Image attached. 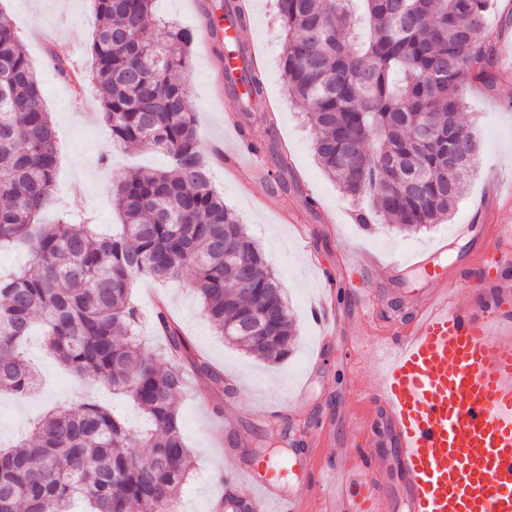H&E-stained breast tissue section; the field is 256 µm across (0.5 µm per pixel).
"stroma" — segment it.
Returning <instances> with one entry per match:
<instances>
[{
    "label": "stroma",
    "mask_w": 512,
    "mask_h": 512,
    "mask_svg": "<svg viewBox=\"0 0 512 512\" xmlns=\"http://www.w3.org/2000/svg\"><path fill=\"white\" fill-rule=\"evenodd\" d=\"M221 0H155L149 30L161 34L166 22L200 29L209 7ZM252 40L265 70L266 95L276 106L274 125L263 124L258 113L242 108L240 96L216 84L213 71L221 64V46L210 45L208 58L192 53L180 79L195 115L197 133L211 171V182L225 205L242 220L277 273L298 341L288 358L278 364L256 359L228 343L215 330L189 285L180 279L163 285L140 280L132 300L141 315L139 334L152 345L163 342L151 322L157 302H164L192 342L226 381V393L206 378L187 373V385L177 398L182 433L190 451L192 469L175 506L177 512H222L221 502L230 484L224 455L231 442L256 453L259 435L269 427L266 409L280 412L300 436L320 440L321 452L365 447V440L349 429L355 414L354 387L374 379V350L380 337L392 333L414 316L432 273L446 276L458 302L470 305L474 274L495 272L492 227L512 225V193L504 186L512 178V0H498L488 12L487 29L497 34L498 78L494 90L467 82L463 123L479 143L478 165L450 220L417 232H405L374 217L370 197L344 196L320 167L313 149V130L296 105L281 68L284 39L276 0H250ZM0 12L11 19L37 71L44 101L58 141L55 186L41 218L73 212L78 219L111 230L118 217L112 204L115 177L105 157L127 170L156 171L165 167L162 153L131 154L113 143L101 117L94 83L81 74L79 88L60 80L56 59L87 52L96 24L88 0H0ZM238 120L242 135L229 132ZM286 144L291 176L301 192H283L275 184L272 153L254 157L239 149L240 139ZM371 214L370 224L356 221L358 212ZM424 256L428 268L395 266L394 261ZM337 285L355 289L369 303L360 314L352 298L338 306L343 330L325 336L313 316L323 294L322 274ZM27 355L42 382L25 396L0 393V443L26 436L48 408L95 401L117 411L125 423L142 426L145 417L133 403L113 394L104 384L62 372L47 354L40 329H33Z\"/></svg>",
    "instance_id": "1"
}]
</instances>
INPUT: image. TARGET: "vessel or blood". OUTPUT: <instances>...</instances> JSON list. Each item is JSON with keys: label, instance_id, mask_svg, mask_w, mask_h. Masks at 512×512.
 <instances>
[{"label": "vessel or blood", "instance_id": "1", "mask_svg": "<svg viewBox=\"0 0 512 512\" xmlns=\"http://www.w3.org/2000/svg\"><path fill=\"white\" fill-rule=\"evenodd\" d=\"M507 280L474 281L479 317L447 288L431 289L413 319L379 344L376 378L354 395L353 429L369 447L330 456L303 448L285 462L226 452L242 512H267L272 502L281 512H385L387 466L372 449L383 428L408 512H512V329L498 313ZM301 467L318 478L284 494L288 473Z\"/></svg>", "mask_w": 512, "mask_h": 512}]
</instances>
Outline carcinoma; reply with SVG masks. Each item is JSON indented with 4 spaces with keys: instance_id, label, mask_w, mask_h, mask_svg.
<instances>
[{
    "instance_id": "obj_1",
    "label": "carcinoma",
    "mask_w": 512,
    "mask_h": 512,
    "mask_svg": "<svg viewBox=\"0 0 512 512\" xmlns=\"http://www.w3.org/2000/svg\"><path fill=\"white\" fill-rule=\"evenodd\" d=\"M348 2L277 0L283 73L314 130L317 159L342 194L371 195L377 216L403 230L449 220L475 169L442 182L448 155L461 147L478 157L460 121L465 82L496 85L495 43L483 25L495 0H364L367 41L356 37ZM152 4L95 0L88 74L112 139L169 158L164 169L115 179L121 230L112 235L71 213L38 223L55 183V128L39 77L0 12V249L24 247L32 257L31 268L0 275V389L23 396L34 387L22 344L37 320L64 370L124 393L150 421L133 430L93 401L49 411L0 448V512H70L76 500L88 512H173L190 472L176 404L185 368L216 385L224 376L194 353L163 305L153 315L163 348L142 343L130 301L136 280L179 279L191 269L216 330L262 360L286 359L297 340L279 279L207 175L177 78L196 33L169 24L164 40L154 39ZM223 18L246 28V2L235 0ZM240 54L228 83L244 87L250 109L265 102L263 72L247 48ZM256 326L260 341L249 339Z\"/></svg>"
}]
</instances>
